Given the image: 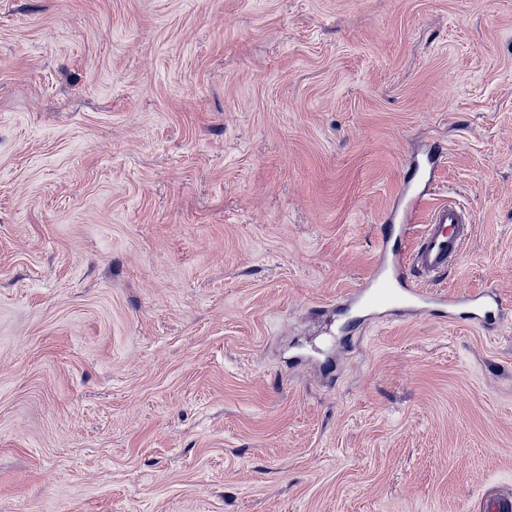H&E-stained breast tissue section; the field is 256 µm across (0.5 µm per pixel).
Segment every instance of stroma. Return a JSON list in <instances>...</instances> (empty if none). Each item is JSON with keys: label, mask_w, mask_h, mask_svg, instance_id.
<instances>
[{"label": "stroma", "mask_w": 512, "mask_h": 512, "mask_svg": "<svg viewBox=\"0 0 512 512\" xmlns=\"http://www.w3.org/2000/svg\"><path fill=\"white\" fill-rule=\"evenodd\" d=\"M446 154L426 170L430 146ZM489 330L342 310L403 192ZM512 491V0H0V512Z\"/></svg>", "instance_id": "stroma-1"}]
</instances>
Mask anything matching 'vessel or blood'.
Segmentation results:
<instances>
[{"mask_svg": "<svg viewBox=\"0 0 512 512\" xmlns=\"http://www.w3.org/2000/svg\"><path fill=\"white\" fill-rule=\"evenodd\" d=\"M419 204V198H409L399 223L390 225L373 271L352 292L349 306L394 317L429 313L477 328L496 324L503 310L496 293L458 294L434 287L465 247L463 210L451 202L433 207L422 231L413 236L410 222Z\"/></svg>", "mask_w": 512, "mask_h": 512, "instance_id": "1", "label": "vessel or blood"}]
</instances>
